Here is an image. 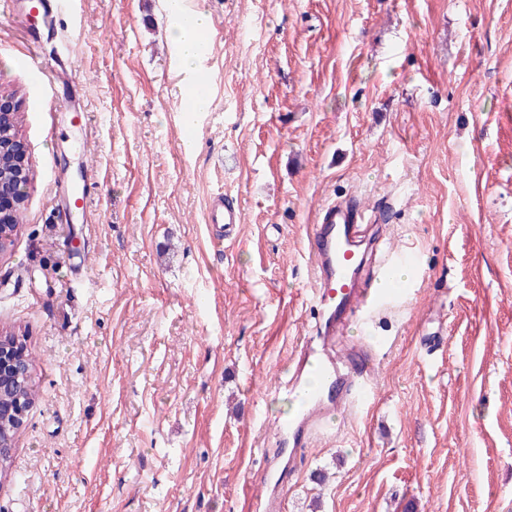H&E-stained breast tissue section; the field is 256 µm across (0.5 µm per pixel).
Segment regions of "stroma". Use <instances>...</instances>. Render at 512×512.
<instances>
[{"mask_svg":"<svg viewBox=\"0 0 512 512\" xmlns=\"http://www.w3.org/2000/svg\"><path fill=\"white\" fill-rule=\"evenodd\" d=\"M190 4L211 23L191 125L166 0H81L76 26L0 7L38 172L0 327L39 391L0 512H259L260 432L312 325L306 231L339 195L428 276L337 336L369 346L373 404L292 449L284 512H512V0ZM207 222L213 225H224L226 237L234 230L235 224H239V208L229 203L225 204L224 195L216 194L208 205Z\"/></svg>","mask_w":512,"mask_h":512,"instance_id":"stroma-1","label":"stroma"}]
</instances>
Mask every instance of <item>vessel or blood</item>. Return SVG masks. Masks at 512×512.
<instances>
[{
  "label": "vessel or blood",
  "mask_w": 512,
  "mask_h": 512,
  "mask_svg": "<svg viewBox=\"0 0 512 512\" xmlns=\"http://www.w3.org/2000/svg\"><path fill=\"white\" fill-rule=\"evenodd\" d=\"M363 213L360 199L333 200L324 205L317 224L306 231L314 273L315 333L301 338L296 354L302 367L317 373L320 382L315 390L305 392L297 414L277 426L278 435L296 447L322 433L329 410H353L372 392L374 363L364 350L352 349L339 362L329 349L337 323L352 304L376 305L396 295L392 289L363 290L357 284V270L366 253L358 229ZM207 221L232 233L239 222V209L225 203L223 194H216L208 205Z\"/></svg>",
  "instance_id": "obj_1"
}]
</instances>
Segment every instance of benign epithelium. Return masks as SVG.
<instances>
[{
    "instance_id": "1",
    "label": "benign epithelium",
    "mask_w": 512,
    "mask_h": 512,
    "mask_svg": "<svg viewBox=\"0 0 512 512\" xmlns=\"http://www.w3.org/2000/svg\"><path fill=\"white\" fill-rule=\"evenodd\" d=\"M19 106L15 94L0 91V152H8L16 161L11 173V182L0 181V199L9 201L10 206L0 208V253L8 244L14 216L25 204V183L29 163L26 143L14 129V118ZM34 378V370L13 347L0 342V397L15 393Z\"/></svg>"
}]
</instances>
